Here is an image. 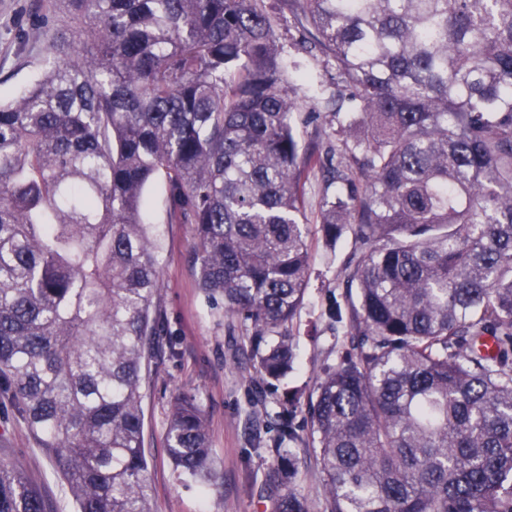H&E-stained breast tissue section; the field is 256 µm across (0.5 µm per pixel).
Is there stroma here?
I'll use <instances>...</instances> for the list:
<instances>
[{
  "mask_svg": "<svg viewBox=\"0 0 512 512\" xmlns=\"http://www.w3.org/2000/svg\"><path fill=\"white\" fill-rule=\"evenodd\" d=\"M52 0H0V101L10 102L40 75L48 53L47 37L34 26L37 11ZM275 36L286 59L297 61L288 82L299 109L293 122L301 145H335L333 126L323 108L336 87L323 63L297 55L291 46L293 20L280 0H264ZM313 75L314 84L300 79ZM325 187L322 172H314L306 186L303 221L311 255L304 303L293 324L297 360L288 375L267 389L240 346V323L225 316L222 303L199 288L194 264L195 231L170 217L171 205L164 178L146 188L148 223L161 246L159 313L166 330L158 358L143 384L144 439L151 460L153 512H272L267 474L275 459L274 428L279 422L284 393L313 391L321 369L337 363L348 343L345 323L335 321V307L344 306L340 286L350 240L325 245L314 232ZM183 392L196 394L206 414L220 477L208 492L181 483L166 453L168 410ZM289 421L299 435L292 446L302 462L298 493L309 512H323L324 481L308 428L305 408ZM0 462L17 465L53 504L55 512H75L59 475L51 467L37 437L12 410L0 411Z\"/></svg>",
  "mask_w": 512,
  "mask_h": 512,
  "instance_id": "35a3bbf8",
  "label": "stroma"
}]
</instances>
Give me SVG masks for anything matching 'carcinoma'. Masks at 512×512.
Segmentation results:
<instances>
[{"label":"carcinoma","instance_id":"cac0c4a2","mask_svg":"<svg viewBox=\"0 0 512 512\" xmlns=\"http://www.w3.org/2000/svg\"><path fill=\"white\" fill-rule=\"evenodd\" d=\"M281 2L335 71L317 226L352 242L349 349L307 396L324 512H512V0ZM56 3L42 77L0 103V400L76 512H151L141 388L164 325L145 187L165 178L199 288L271 384L296 359L321 154L296 134L264 0ZM298 402L274 438L276 512H309ZM166 449L216 486L196 394L171 403ZM0 512L51 505L0 462Z\"/></svg>","mask_w":512,"mask_h":512}]
</instances>
